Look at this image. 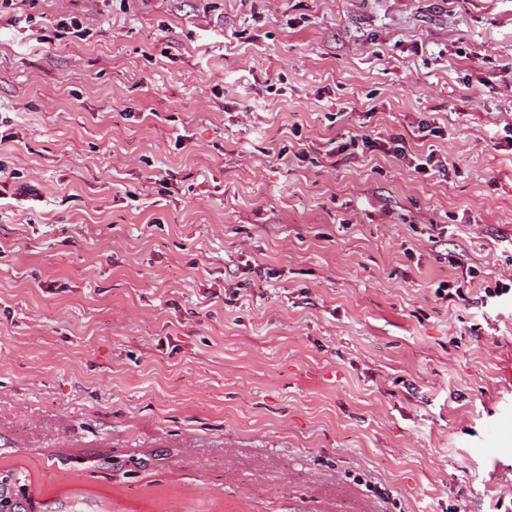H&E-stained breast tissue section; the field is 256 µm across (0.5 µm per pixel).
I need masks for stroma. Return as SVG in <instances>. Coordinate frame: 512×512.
I'll use <instances>...</instances> for the list:
<instances>
[{
  "label": "stroma",
  "instance_id": "35a3bbf8",
  "mask_svg": "<svg viewBox=\"0 0 512 512\" xmlns=\"http://www.w3.org/2000/svg\"><path fill=\"white\" fill-rule=\"evenodd\" d=\"M510 126L512 0L0 10V473L49 512H512ZM19 173L14 171H10L4 164L0 163V198H7L8 196L14 197L18 192H20L19 196H24L26 194L31 193V189H29L25 185H20L17 188H14L16 179L20 178Z\"/></svg>",
  "mask_w": 512,
  "mask_h": 512
}]
</instances>
